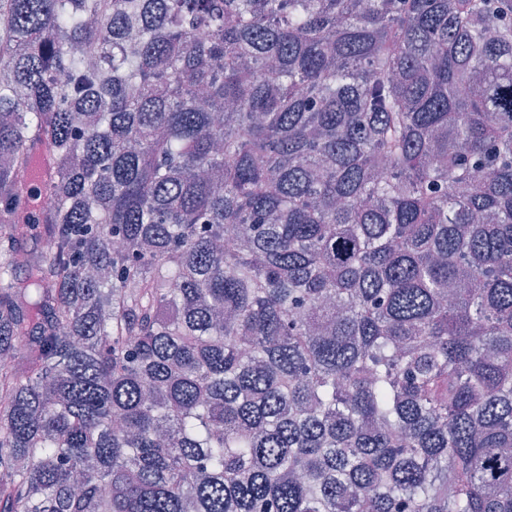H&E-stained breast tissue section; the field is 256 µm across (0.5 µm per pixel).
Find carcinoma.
Returning a JSON list of instances; mask_svg holds the SVG:
<instances>
[{
    "mask_svg": "<svg viewBox=\"0 0 512 512\" xmlns=\"http://www.w3.org/2000/svg\"><path fill=\"white\" fill-rule=\"evenodd\" d=\"M0 512H512V0H0Z\"/></svg>",
    "mask_w": 512,
    "mask_h": 512,
    "instance_id": "obj_1",
    "label": "carcinoma"
}]
</instances>
